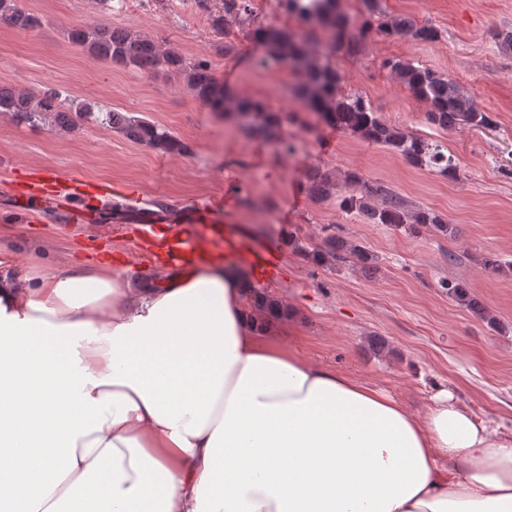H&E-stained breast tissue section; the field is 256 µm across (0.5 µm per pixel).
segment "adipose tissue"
Wrapping results in <instances>:
<instances>
[{"label": "adipose tissue", "instance_id": "ef3b65f1", "mask_svg": "<svg viewBox=\"0 0 512 512\" xmlns=\"http://www.w3.org/2000/svg\"><path fill=\"white\" fill-rule=\"evenodd\" d=\"M12 264L0 250V512H512V435L282 349L232 265Z\"/></svg>", "mask_w": 512, "mask_h": 512}]
</instances>
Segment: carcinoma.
I'll use <instances>...</instances> for the list:
<instances>
[{
    "label": "carcinoma",
    "instance_id": "obj_1",
    "mask_svg": "<svg viewBox=\"0 0 512 512\" xmlns=\"http://www.w3.org/2000/svg\"><path fill=\"white\" fill-rule=\"evenodd\" d=\"M362 3L363 20L357 24L340 9L338 0H279V8L295 19L298 28L267 24L251 29L252 37L262 47L256 66L263 70L288 67L297 73L298 79L289 86L288 93L300 104V111L311 112L328 125L390 149L415 166H437L440 172L455 176L457 164L439 147L390 124L363 96L341 93V76L330 63L333 55L361 53L364 42L373 34L420 42L438 38V30L431 25H419L405 17L387 18L381 0H362ZM222 8V12L212 15V27L218 32L224 31L232 18L245 22L252 16L251 0H224ZM0 24L29 30L40 27L42 19L22 8L18 0H0ZM71 39L96 58L142 74L163 69L183 77L186 89L198 102L227 115L246 135L274 146L280 155L293 152V146L283 138L288 116L265 99L230 92L215 77L208 61H189L175 50H161L158 42L148 36L122 28L78 27L71 31ZM386 65L410 94L425 104L429 124L442 130H452L461 124L473 128L492 126L490 115L479 110L468 91L451 76L410 60H391ZM0 112L10 113L18 123L37 125L51 121L61 131L71 128V109L61 92L54 88L29 94L1 85ZM84 112L95 116L96 122L120 131L128 140L163 154H181L185 150L177 137L154 122L118 110L95 112L86 107ZM349 180L361 185V190L342 200L345 212L355 213L369 224H386L412 235L425 230L443 236L455 235L453 225L436 212L425 208L409 210L397 195L381 185L368 184L355 173L349 175ZM307 183L311 196L317 201L328 198L333 190L330 174L319 167L309 170ZM378 197L382 198L379 204L375 203ZM301 252L322 267L349 259L367 276L379 270L378 257L372 251L335 231L327 234L321 244L310 250L303 248ZM482 263L496 275H512V262L489 254ZM244 285L258 323L289 317L290 309L281 300L248 280ZM448 294L472 315L493 323L485 304L466 284H448Z\"/></svg>",
    "mask_w": 512,
    "mask_h": 512
}]
</instances>
